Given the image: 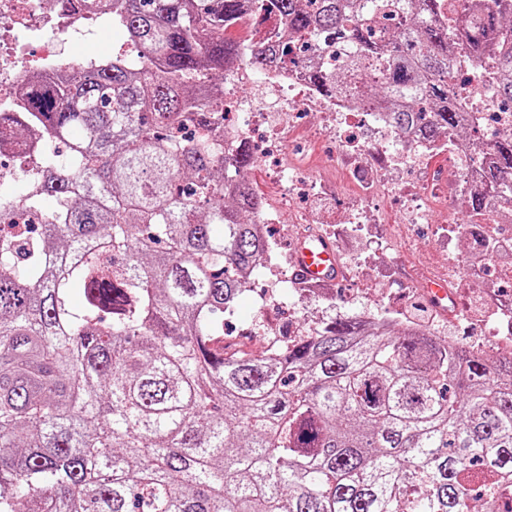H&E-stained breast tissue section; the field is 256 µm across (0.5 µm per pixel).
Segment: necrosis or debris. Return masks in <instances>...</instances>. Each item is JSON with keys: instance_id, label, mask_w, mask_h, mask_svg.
Listing matches in <instances>:
<instances>
[{"instance_id": "4bbe7bcc", "label": "necrosis or debris", "mask_w": 512, "mask_h": 512, "mask_svg": "<svg viewBox=\"0 0 512 512\" xmlns=\"http://www.w3.org/2000/svg\"><path fill=\"white\" fill-rule=\"evenodd\" d=\"M109 11L110 0H88L87 8L75 12L62 11L55 0H0V112L19 111L22 90L32 75L53 79L73 67L75 61L64 53V46L92 37L93 18ZM257 79L272 94L273 109L237 96V86ZM451 83L454 94L463 102L466 124L490 125L502 133L512 131V107L500 101L478 69H462ZM298 112L322 113L337 127L345 125L354 113L362 119L359 130L340 133L336 141V160L351 169L362 202L361 207L351 210V223L359 224L370 217L366 202L386 192L394 171L402 166L420 167L428 154H446L448 169L430 173L414 193L406 195L407 223H418L425 216L441 185H448L456 200L467 198L483 185L482 169L473 163L471 148L459 136L421 142L395 130L378 106H363L348 95L325 99L309 83L304 60L259 75L239 66L224 82L225 130L247 140L263 133L264 155L282 175L288 172L283 162L288 117ZM501 211V202L493 199L475 225L449 224V295L472 287L480 276L478 268L458 264L464 242L476 247L483 239L494 238L496 247L487 265L501 280L512 282V225L501 223Z\"/></svg>"}]
</instances>
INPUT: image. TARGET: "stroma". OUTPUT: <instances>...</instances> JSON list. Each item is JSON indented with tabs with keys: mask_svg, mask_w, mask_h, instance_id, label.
<instances>
[{
	"mask_svg": "<svg viewBox=\"0 0 512 512\" xmlns=\"http://www.w3.org/2000/svg\"><path fill=\"white\" fill-rule=\"evenodd\" d=\"M315 121L316 116L312 113L296 115L288 128L285 150L294 162L292 178L303 183H324L329 191L326 202H319L313 195L300 200L289 199L285 182L274 175L265 160H257L244 172L245 180L262 199L266 211L278 217L274 239L285 248L279 267L289 266L291 253L296 247L292 219L298 210H323L320 229L331 234L354 202L349 173L346 167L333 160L334 140L328 133L315 134ZM447 166V156L433 154L426 158L422 169L398 171L395 178L401 181V189L389 192L377 201V222L371 235L360 236L349 230L340 238L339 254L343 265L360 267L364 272L362 281L336 282L323 298L300 299L295 301L293 309L287 310L264 305L262 301L264 292L277 285L278 267L260 274L252 292L239 300L236 310L238 324L252 323L256 326L254 335L242 339L247 349L256 354L262 353L266 333H284L294 325L313 327L333 315L356 316L365 312L406 318L417 308L423 309L429 327L439 341L489 345L492 338L488 330L493 315L491 308L485 307L480 293L468 292L461 298L463 310L470 315L466 323L448 321L435 315L431 309L421 288L419 265L426 261L438 265L445 263L446 254L433 241L444 218L436 212L431 214L429 223H406L398 199L399 192L412 191L423 181L425 171L441 170Z\"/></svg>",
	"mask_w": 512,
	"mask_h": 512,
	"instance_id": "35a3bbf8",
	"label": "stroma"
}]
</instances>
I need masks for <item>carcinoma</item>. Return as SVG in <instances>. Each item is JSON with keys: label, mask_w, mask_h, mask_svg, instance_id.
I'll list each match as a JSON object with an SVG mask.
<instances>
[{"label": "carcinoma", "mask_w": 512, "mask_h": 512, "mask_svg": "<svg viewBox=\"0 0 512 512\" xmlns=\"http://www.w3.org/2000/svg\"><path fill=\"white\" fill-rule=\"evenodd\" d=\"M247 2L112 0L140 54L23 91L24 119L69 151H45L22 198H54L51 221L11 232L0 208V512H503L512 358L352 318L263 355L226 343L273 259L242 180L256 157L180 131L224 111L229 66L341 39L343 64L308 70L323 96L433 141L462 120L458 65L512 102V0H255L279 36L224 40ZM485 159L512 217V132ZM466 205L471 224L485 196Z\"/></svg>", "instance_id": "carcinoma-1"}]
</instances>
